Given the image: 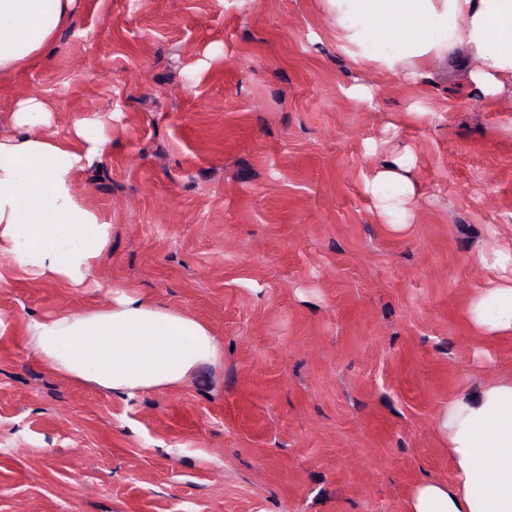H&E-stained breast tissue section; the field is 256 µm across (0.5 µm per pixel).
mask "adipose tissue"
I'll list each match as a JSON object with an SVG mask.
<instances>
[{"mask_svg": "<svg viewBox=\"0 0 512 512\" xmlns=\"http://www.w3.org/2000/svg\"><path fill=\"white\" fill-rule=\"evenodd\" d=\"M340 50L357 63L429 80L442 64L465 57L469 85L486 100L512 84V0H325ZM75 0H0V78L50 48ZM52 114L39 97L21 99L15 132L0 138V261L76 287L93 276L111 239V224L75 189L80 165H93L105 143L76 123L66 148L46 129ZM410 148L384 149L367 185L395 186L378 199L383 216L407 214L420 194ZM479 262L497 273L469 301L466 317L484 336L512 334V251L489 247ZM29 342L63 376L132 396L176 387L222 346L204 324L181 312L122 293L110 307L32 320ZM443 428L456 472L453 486L423 483L410 512H512V377L448 405Z\"/></svg>", "mask_w": 512, "mask_h": 512, "instance_id": "adipose-tissue-1", "label": "adipose tissue"}]
</instances>
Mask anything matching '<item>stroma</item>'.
<instances>
[{
  "label": "stroma",
  "instance_id": "1",
  "mask_svg": "<svg viewBox=\"0 0 512 512\" xmlns=\"http://www.w3.org/2000/svg\"><path fill=\"white\" fill-rule=\"evenodd\" d=\"M28 95L59 138L98 120L75 188L112 241L78 288L0 267V512H409L454 485L449 402L512 375V335L465 315L494 276L477 254L512 249L511 87L353 63L324 0H76L0 82V137ZM382 144L422 187L401 233L365 189ZM123 290L223 361L134 396L39 361L31 319Z\"/></svg>",
  "mask_w": 512,
  "mask_h": 512
}]
</instances>
